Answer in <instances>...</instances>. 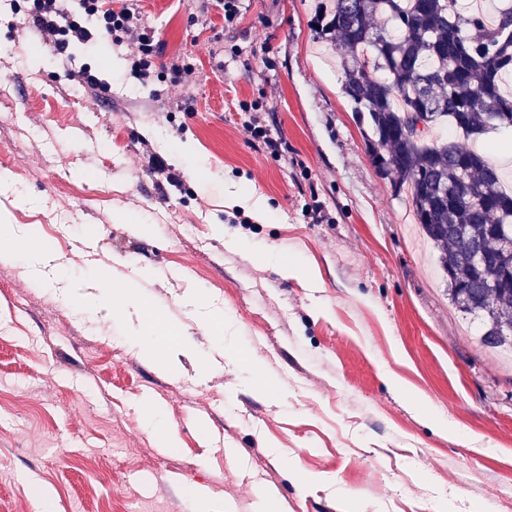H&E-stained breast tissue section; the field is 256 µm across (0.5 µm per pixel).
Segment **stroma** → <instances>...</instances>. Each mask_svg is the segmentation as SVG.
Returning <instances> with one entry per match:
<instances>
[{
	"label": "stroma",
	"mask_w": 512,
	"mask_h": 512,
	"mask_svg": "<svg viewBox=\"0 0 512 512\" xmlns=\"http://www.w3.org/2000/svg\"><path fill=\"white\" fill-rule=\"evenodd\" d=\"M113 5L158 51L146 86L126 48L77 55L110 86L99 101L0 8V213L60 263L0 264V512H260L264 486L273 512H512V353L454 309L372 164L317 0H239L229 21L219 0ZM254 103L286 159L246 133ZM467 142L511 191L512 127ZM154 152L179 186L156 184ZM104 276L131 297L88 300Z\"/></svg>",
	"instance_id": "stroma-1"
}]
</instances>
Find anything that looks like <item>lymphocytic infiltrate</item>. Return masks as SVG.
<instances>
[{"mask_svg": "<svg viewBox=\"0 0 512 512\" xmlns=\"http://www.w3.org/2000/svg\"><path fill=\"white\" fill-rule=\"evenodd\" d=\"M27 30L57 56L78 49L95 57L106 42L127 47L133 69L152 76L154 30L132 8L113 10L112 0H30Z\"/></svg>", "mask_w": 512, "mask_h": 512, "instance_id": "f902f5d3", "label": "lymphocytic infiltrate"}]
</instances>
